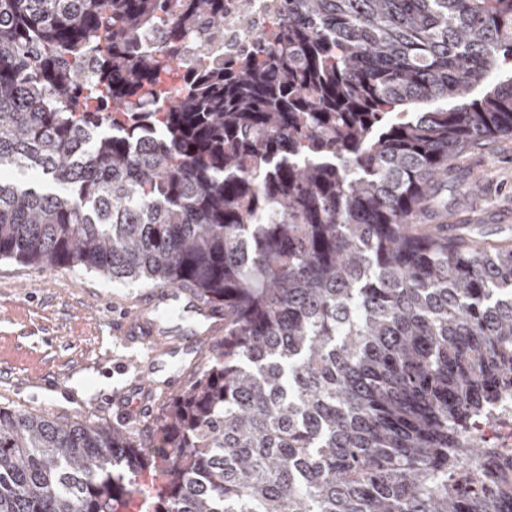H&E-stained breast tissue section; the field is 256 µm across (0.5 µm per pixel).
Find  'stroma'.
<instances>
[{
	"label": "stroma",
	"instance_id": "35a3bbf8",
	"mask_svg": "<svg viewBox=\"0 0 512 512\" xmlns=\"http://www.w3.org/2000/svg\"><path fill=\"white\" fill-rule=\"evenodd\" d=\"M438 195L448 207L426 224H460L488 243L512 244V135L492 136L460 153ZM151 283L101 279L82 268L44 269L0 260V408L62 422L117 424L137 369L118 375L131 353L112 334L118 303ZM65 385L68 396L56 393Z\"/></svg>",
	"mask_w": 512,
	"mask_h": 512
}]
</instances>
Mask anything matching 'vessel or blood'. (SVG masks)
Instances as JSON below:
<instances>
[{
    "label": "vessel or blood",
    "mask_w": 512,
    "mask_h": 512,
    "mask_svg": "<svg viewBox=\"0 0 512 512\" xmlns=\"http://www.w3.org/2000/svg\"><path fill=\"white\" fill-rule=\"evenodd\" d=\"M223 332V311L201 302L185 287L151 289L113 325L114 335L126 346L149 350L136 386L145 398L159 389L178 388L182 366L197 363L209 337Z\"/></svg>",
    "instance_id": "b4317fda"
}]
</instances>
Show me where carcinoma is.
Instances as JSON below:
<instances>
[{"label": "carcinoma", "mask_w": 512, "mask_h": 512, "mask_svg": "<svg viewBox=\"0 0 512 512\" xmlns=\"http://www.w3.org/2000/svg\"><path fill=\"white\" fill-rule=\"evenodd\" d=\"M224 2L0 0V174L57 188L0 178V259L224 308L145 441L0 408V512H125L144 470L141 512H512L470 481L508 456L512 245L418 224L512 135V0H284L211 66ZM481 438L487 447L512 448V391L482 427Z\"/></svg>", "instance_id": "cac0c4a2"}]
</instances>
